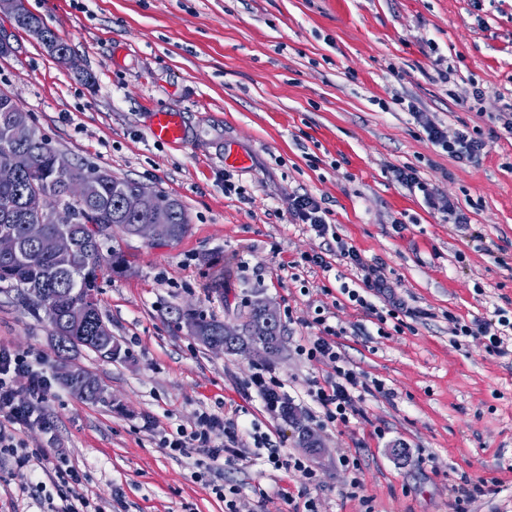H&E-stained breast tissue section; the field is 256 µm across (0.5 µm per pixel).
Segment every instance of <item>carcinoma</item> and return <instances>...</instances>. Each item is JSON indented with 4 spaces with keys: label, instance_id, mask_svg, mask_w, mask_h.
I'll use <instances>...</instances> for the list:
<instances>
[{
    "label": "carcinoma",
    "instance_id": "cac0c4a2",
    "mask_svg": "<svg viewBox=\"0 0 512 512\" xmlns=\"http://www.w3.org/2000/svg\"><path fill=\"white\" fill-rule=\"evenodd\" d=\"M14 100L0 93V232L8 231L20 241V250L9 259L0 258V283L16 288L18 296L38 292V301L26 305L28 311L43 316L51 330L61 328L66 335L54 337L56 356L87 347L103 331L104 318L98 304L87 299L97 296L98 282L107 273L121 274L128 268L125 254L118 248H105L113 240V230L128 234L129 225L143 224L144 219L124 214L120 194L134 190L140 183L120 179L106 169L91 183L84 201L67 197V185L82 177L91 168L86 163L74 164L68 173L57 170L58 149L36 130L17 138L13 132ZM40 196L59 202L73 211L75 223L69 230L76 243L67 256L45 255L26 237V226L41 216L30 206ZM170 223L174 225L173 240L182 239L188 231V218L182 202L171 199ZM87 310L82 321L70 318L76 310ZM192 318L206 336L224 338L220 320L195 309L177 311V320Z\"/></svg>",
    "mask_w": 512,
    "mask_h": 512
}]
</instances>
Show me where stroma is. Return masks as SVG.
Masks as SVG:
<instances>
[{
    "mask_svg": "<svg viewBox=\"0 0 512 512\" xmlns=\"http://www.w3.org/2000/svg\"><path fill=\"white\" fill-rule=\"evenodd\" d=\"M66 41L79 70L50 57L0 15L14 48L0 57V91L73 162L94 164L179 199L189 230L176 243L118 235L131 262L101 279L99 308L127 356L81 349L71 360L112 396L90 403L56 378L44 318L0 283V346L29 355L54 380L45 424L11 427L30 462L0 453V512H63L66 469L91 512H224L214 486L238 490L244 512H512V356L480 333L454 336L495 310L512 317V0H26ZM452 69L450 83L437 73ZM483 88L482 101L452 93ZM451 128L477 130L476 162L433 145L405 100ZM180 114L186 139L162 144L149 125ZM416 169L458 203L467 228L428 208L395 181ZM238 191L228 195L225 182ZM309 193L329 211L331 233L292 223L288 202ZM345 242L383 267L414 316L385 319L383 298L349 301L360 270L336 256ZM324 257L325 266L310 263ZM277 307L283 348L264 360L203 348L176 320L192 307L239 322L253 293ZM325 315L339 363L300 347ZM376 389L349 424L317 428L315 456L267 410L257 375L279 379L310 419L311 380L337 366ZM210 411L237 420L240 445L265 435L312 477L255 458L233 463L171 455L165 437ZM406 450L393 456L394 447ZM356 455L358 472L341 454ZM359 479L362 490L351 488ZM292 502H285L284 494Z\"/></svg>",
    "mask_w": 512,
    "mask_h": 512,
    "instance_id": "obj_1",
    "label": "stroma"
}]
</instances>
